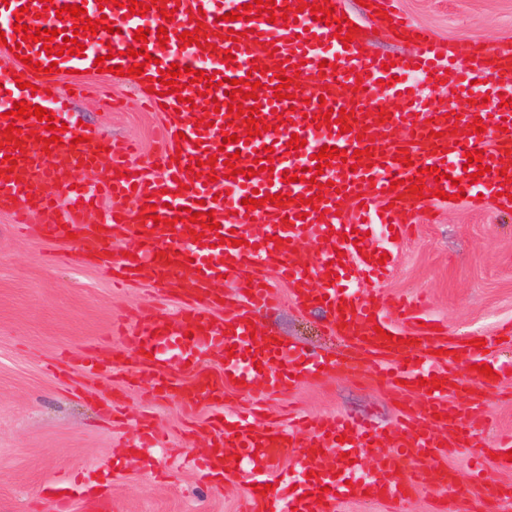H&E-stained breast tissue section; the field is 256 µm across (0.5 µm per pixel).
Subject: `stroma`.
Here are the masks:
<instances>
[{
  "label": "stroma",
  "instance_id": "stroma-1",
  "mask_svg": "<svg viewBox=\"0 0 512 512\" xmlns=\"http://www.w3.org/2000/svg\"><path fill=\"white\" fill-rule=\"evenodd\" d=\"M396 6L444 42L512 41V0H397ZM82 81L111 87L126 102L113 111L94 98L76 101L83 121L137 142L131 162L151 171L162 125L140 106L135 77L96 72ZM371 244L394 247L395 264L388 279L365 283L366 293L425 294L429 318L452 338L489 341L512 324V212L495 202L476 209L464 200H433L420 210L410 237L393 245L380 231ZM278 294L280 305L260 314L257 335L335 355L339 339L320 312L298 309L286 288ZM148 305L172 315L180 308L175 297L148 284L113 287L104 268L71 246L18 233L11 212L0 210V512H57L52 489L60 485L74 512H90L83 492L94 484L110 492L112 512H247L246 485L203 483L176 462L204 448L206 410L188 414L178 400L157 398L150 381L129 380L132 338L112 330ZM105 339L116 357L112 371L73 367L72 357L87 343ZM290 405L308 417L347 413L382 432L394 427L400 408L377 384L340 373L307 382L294 398L272 399L270 418L280 419ZM143 414L166 439L138 455L135 420ZM465 425L478 447H498L512 436V396L496 394ZM145 457L156 469L143 468Z\"/></svg>",
  "mask_w": 512,
  "mask_h": 512
}]
</instances>
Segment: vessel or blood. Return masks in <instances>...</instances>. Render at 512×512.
<instances>
[{
	"instance_id": "vessel-or-blood-1",
	"label": "vessel or blood",
	"mask_w": 512,
	"mask_h": 512,
	"mask_svg": "<svg viewBox=\"0 0 512 512\" xmlns=\"http://www.w3.org/2000/svg\"><path fill=\"white\" fill-rule=\"evenodd\" d=\"M248 0H169L174 20L162 19V6L151 4L146 16L114 6L112 0H53L44 9L41 0H0V30L8 46H19L20 54L43 65L42 71L18 65L0 73V131L8 125L20 130L23 149L4 152L15 163L11 177L0 174V205L10 207L16 223L28 221L39 211L37 234L44 239L72 241L79 254L96 255L101 266L122 281L147 283L175 292L181 301L178 320L158 309L144 308L135 314L138 334L132 340L134 375L152 381L162 397H173L192 410L209 409L212 436L208 450L193 462L202 478L224 479L248 485L249 512H341L343 503L370 500L397 503L426 487L451 488L455 498L469 496L459 486L454 470L442 465V447H458L464 439V413L477 414L502 381L512 378V362L494 364L493 375L479 374L481 351L475 345L449 342L425 317L420 302L398 298L390 304L371 299L362 290L365 280H379L391 270L379 264V250L369 242H357V233L373 232L384 226L396 234L411 230L417 208L431 199L433 189L447 194L464 191L471 205L494 199L512 186V47H494L468 39L443 44L423 26L403 21L395 0H367L369 11L384 9L391 17L395 34L407 37L410 50L386 67L385 56L369 53L368 37L356 33L343 45L334 30L316 21L298 0H276V23L254 18L226 21L225 15ZM65 4L86 8L88 16L104 18L105 30L86 44L82 56H47L42 43L23 40L16 22L44 29H58L72 36L74 21L57 17ZM167 27L168 42L159 46L156 31ZM149 31L146 51L153 55L146 74L158 77L171 64L185 66L180 95L148 94L149 104L161 110L165 138L156 156L155 173H135L123 166L122 176L99 180L101 167L114 157L128 155L126 144L91 129L70 123L73 97L51 73L61 70H93L97 57L110 56L111 66H132L126 54L133 46L138 28ZM199 28L205 38L200 44L181 46L182 32ZM240 34L227 40L228 31ZM232 61H225V53ZM273 59L290 76L291 99L277 100L274 72L260 73L252 59ZM222 79L251 77L259 87L245 106L257 107V115L269 123L268 132L247 138L242 117L232 116L225 86L191 82L189 70ZM471 83L483 81L488 101H475L461 117H447L435 100L422 96L421 88L441 87L446 77ZM408 101L407 109L381 116L384 98ZM28 101L52 111L57 123L66 124L61 142L42 147L30 139L36 117L8 121L4 114L15 103ZM346 110L349 132L341 123L317 127L314 117L320 108ZM205 125H198V117ZM484 125L482 133H469L470 122ZM238 135V143H224L225 135ZM305 139L304 148L288 149L292 135ZM346 150L347 159H332L317 178L324 190L313 210L303 201L310 198L306 184L296 177L303 168H315L322 146ZM482 154L487 171L479 180L467 177L465 151ZM407 152L411 166L399 163V152ZM236 154L234 167L240 173L229 177L225 160ZM272 156V171L249 178L242 175L247 160ZM216 166H208L209 157ZM201 166L195 177L193 166ZM439 167L445 177L424 179L425 192L416 196L406 180L419 176L421 168ZM217 182H210L211 173ZM293 182H284V175ZM460 186H453V179ZM64 182L62 198L51 191ZM263 195L288 194L281 205L267 202L248 209L245 199L253 192ZM120 198L124 207L107 213L100 224L89 223L95 203ZM214 211L220 230L206 231L194 239L187 227L188 211ZM355 211L346 219V211ZM174 226H167V219ZM120 231L123 253H111V234ZM234 235L235 244L222 243ZM314 238L320 255L309 265L298 262L296 251L307 238ZM274 268L295 303L302 308L320 307L329 326L353 351L342 362L293 344L275 345L271 337H252L251 324L258 312L273 308L279 297L265 284L264 271ZM234 286L233 295L218 291L219 278ZM233 308L229 317L215 314V306ZM182 340L202 345L221 360L218 368L197 369L185 381L174 379L163 367L172 355L163 354L166 343ZM471 366L461 378V361ZM366 374L382 384L404 410L387 436L371 425L345 415H325L315 420L301 418L278 425L263 415L262 403L274 394H290L304 382L325 379L336 370ZM439 380V390L420 386L423 378ZM243 381L250 407L228 416L222 410L224 390ZM346 443H339V436ZM350 454L341 476L325 473L327 453ZM309 472L302 490L281 494L275 484L287 460ZM373 467H366V460Z\"/></svg>"
}]
</instances>
